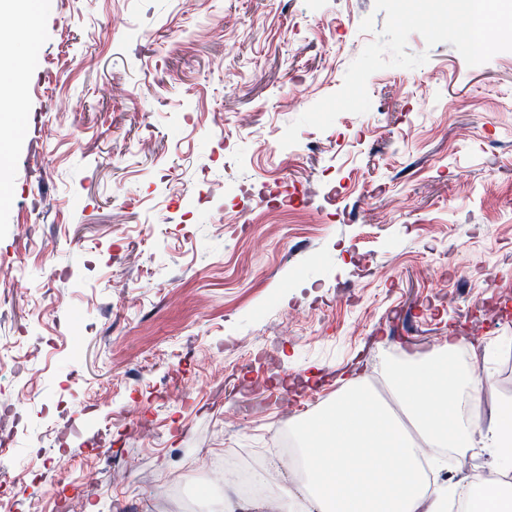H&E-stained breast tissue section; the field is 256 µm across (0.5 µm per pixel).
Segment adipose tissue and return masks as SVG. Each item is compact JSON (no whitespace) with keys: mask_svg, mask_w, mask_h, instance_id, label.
<instances>
[{"mask_svg":"<svg viewBox=\"0 0 512 512\" xmlns=\"http://www.w3.org/2000/svg\"><path fill=\"white\" fill-rule=\"evenodd\" d=\"M460 344L452 337L423 360L382 364L400 413L381 405L365 384L350 383L324 411L297 424L307 495L301 500L280 487L277 512H447L448 487L428 482L420 444L512 457V404L495 405L481 419L478 407L495 383L490 373L452 364ZM456 494L466 512H512V498L494 478L469 482Z\"/></svg>","mask_w":512,"mask_h":512,"instance_id":"1","label":"adipose tissue"}]
</instances>
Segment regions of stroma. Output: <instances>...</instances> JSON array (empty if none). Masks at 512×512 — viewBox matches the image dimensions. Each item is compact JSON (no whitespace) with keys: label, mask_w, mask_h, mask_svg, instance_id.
<instances>
[{"label":"stroma","mask_w":512,"mask_h":512,"mask_svg":"<svg viewBox=\"0 0 512 512\" xmlns=\"http://www.w3.org/2000/svg\"><path fill=\"white\" fill-rule=\"evenodd\" d=\"M385 21L375 0H47L0 207V338L42 350L0 369V400L26 395L22 502L58 512L65 478L98 512H180L153 488L196 483L198 448L262 443L441 338L512 401V52L470 66L412 34L428 61L371 75L368 113L280 145Z\"/></svg>","instance_id":"obj_1"}]
</instances>
